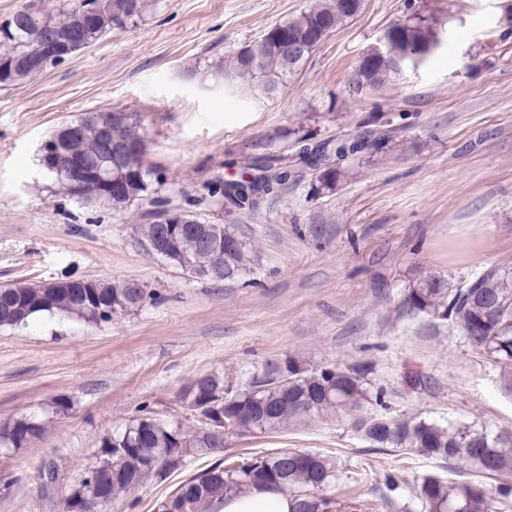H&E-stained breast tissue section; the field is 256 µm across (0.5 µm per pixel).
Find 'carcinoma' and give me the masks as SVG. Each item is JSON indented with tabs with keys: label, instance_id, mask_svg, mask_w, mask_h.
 <instances>
[{
	"label": "carcinoma",
	"instance_id": "obj_1",
	"mask_svg": "<svg viewBox=\"0 0 512 512\" xmlns=\"http://www.w3.org/2000/svg\"><path fill=\"white\" fill-rule=\"evenodd\" d=\"M90 0H59L53 10L26 4L7 22L0 41V86H17L29 80L26 71L14 65L17 58L37 60L43 69L62 63L49 53L52 38L79 21V10ZM353 11L340 8L339 0H322L286 21L267 28L256 40L241 48L229 60L235 76L260 83L270 90L289 81L308 57L285 68L274 51L280 28L299 38L315 30L335 32L355 17L362 0H352ZM105 17L89 31L94 41L138 17L144 0H104ZM384 48V56L358 64L357 81L378 89L390 78L416 70L429 60L442 44L439 18L432 12L417 14L395 23ZM112 122V138L126 143L143 140V117L128 112H96L84 120L86 133L68 142L67 149L87 164H96L103 147L94 134L98 122ZM320 156L330 155L336 163L322 170L320 180L326 188L336 186L341 176L340 162L364 153L350 139L324 143ZM304 151L294 157L269 154L255 157L244 165L251 175L234 189H224L217 177L200 184L199 193L224 197L229 206L251 211L246 191L262 190L275 183L285 186L292 170L303 163ZM125 179L123 194L112 197V209L122 210L148 192L152 169L145 155L133 154L121 164ZM59 191L82 203L86 197L102 192L94 181L87 182L82 197H77L67 178L51 174ZM188 256L199 253L198 235L184 232L176 240ZM205 264L224 273L228 280L250 271L252 245L241 237L230 247L218 246L203 254ZM93 287L39 288L35 284H9L0 287V329L26 326L38 314L77 317L87 323L109 322L112 317L137 311L152 299L134 281H92ZM401 308L414 315H426L452 322L468 342L495 363L512 366V268L495 265L457 288L433 277L416 278L401 302ZM281 367L291 374L292 383L281 387L269 378V370ZM182 405L191 412L202 407L210 413L212 424L199 417L185 424L179 419H162L150 413L132 419L125 427L102 438L100 449L70 487L73 496L86 489L100 494L109 503L136 497L152 481L164 479L183 467L197 452L218 457L210 468L186 480L174 493L156 500L153 512H220L224 498L242 495L257 486H270L293 501L292 512H333L336 502L328 491L338 472L336 458L317 452L286 449L255 456L254 464L237 470L224 461L225 439L241 438L288 428L298 422L342 413L353 419L355 429L374 448L417 453L476 475L469 480H446L437 475L422 477L402 512H499L512 498V434H493L469 424L440 425L421 417L396 418L360 411L385 406L384 393L374 392L364 365L307 367L293 358L262 366L244 385H234L224 375L210 373L196 378L184 392ZM43 424L22 416L0 424L1 448H25L37 443Z\"/></svg>",
	"mask_w": 512,
	"mask_h": 512
}]
</instances>
